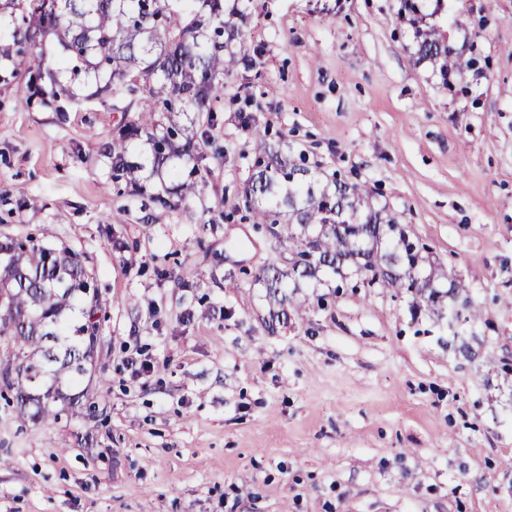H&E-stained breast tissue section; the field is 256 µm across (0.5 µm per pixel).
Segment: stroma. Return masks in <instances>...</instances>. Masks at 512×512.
I'll return each instance as SVG.
<instances>
[{"label":"stroma","instance_id":"obj_1","mask_svg":"<svg viewBox=\"0 0 512 512\" xmlns=\"http://www.w3.org/2000/svg\"><path fill=\"white\" fill-rule=\"evenodd\" d=\"M239 6L240 61L172 210L112 181L129 97L59 112L0 60V240L67 248L95 279L79 387L102 410L24 420L0 386V512H512V0ZM419 26L477 65L442 81ZM260 131L366 186L480 317L323 286L271 319L258 277L288 245L242 196Z\"/></svg>","mask_w":512,"mask_h":512}]
</instances>
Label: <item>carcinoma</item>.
Wrapping results in <instances>:
<instances>
[{
    "label": "carcinoma",
    "instance_id": "cac0c4a2",
    "mask_svg": "<svg viewBox=\"0 0 512 512\" xmlns=\"http://www.w3.org/2000/svg\"><path fill=\"white\" fill-rule=\"evenodd\" d=\"M22 7L25 29L14 28L0 43V58H20L30 73L33 95L44 105L75 98L73 88L97 84L84 101L106 94L137 98L140 123L119 131L106 146L112 159V179L144 193V182L170 165L173 185L150 195L170 209L194 190L193 180L181 179L185 164L202 158L195 122L168 126L156 114L213 111L223 88L220 77L236 63L231 43L241 38L236 23L224 20V0H0V15ZM419 58L429 62L443 83L448 75L472 66L434 28L417 32ZM51 79L46 90L43 74ZM244 195L254 223L269 227L288 242V266L272 265L260 281L273 301L301 306L300 289L353 268L357 288L411 290L414 279L433 285L416 306L447 305L448 298L468 296L467 286L432 263L397 217L370 203V191L337 177L315 179L306 158L285 157L280 148L263 146V157L248 180ZM308 228L310 235L300 232ZM373 254V261L360 256ZM90 276L81 259L30 238L0 241V289L10 294L0 305V336H9L13 357L32 369L29 378L7 389L16 391L19 416L26 420H58L60 411L49 401L64 399L73 406L84 393H63L75 387L93 357L97 320L91 304ZM81 309L82 319L73 316ZM46 387L40 398L31 390Z\"/></svg>",
    "mask_w": 512,
    "mask_h": 512
}]
</instances>
